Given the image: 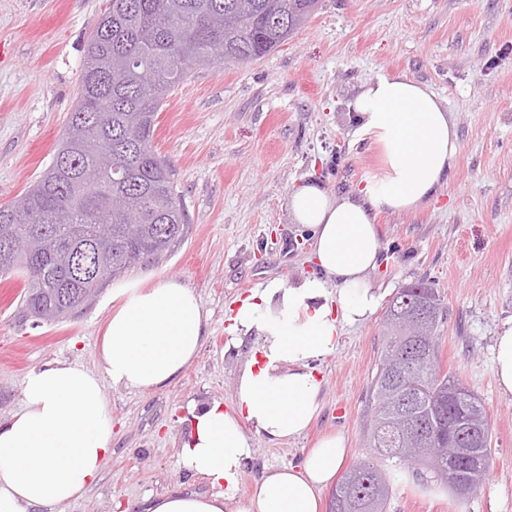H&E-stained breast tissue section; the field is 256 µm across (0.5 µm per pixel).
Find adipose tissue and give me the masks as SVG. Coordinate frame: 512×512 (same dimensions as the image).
I'll return each instance as SVG.
<instances>
[{"label":"adipose tissue","instance_id":"adipose-tissue-1","mask_svg":"<svg viewBox=\"0 0 512 512\" xmlns=\"http://www.w3.org/2000/svg\"><path fill=\"white\" fill-rule=\"evenodd\" d=\"M355 141L372 142L380 169L356 193L336 197L307 182L288 208L314 242L318 271L298 283L269 281L227 316L233 333L256 346L237 376L230 406L187 404L180 464L206 480L208 495L171 491L144 498L139 512H323L321 491L347 453L341 434L321 438L296 465L262 474L243 488L253 439L279 444L303 436L320 411L315 370L344 326L367 321L381 296L368 273L380 261L376 217L413 212L448 183L459 149L456 125L428 86L402 74L365 83L349 104ZM96 369L50 361L24 377L20 410L0 421V512H50L82 498L112 449L103 394L113 386L155 391L176 382L203 346L209 316L193 288L162 279L112 287Z\"/></svg>","mask_w":512,"mask_h":512}]
</instances>
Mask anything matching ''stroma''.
Listing matches in <instances>:
<instances>
[{"label":"stroma","instance_id":"obj_1","mask_svg":"<svg viewBox=\"0 0 512 512\" xmlns=\"http://www.w3.org/2000/svg\"><path fill=\"white\" fill-rule=\"evenodd\" d=\"M109 0H0V205L49 167L76 102L87 41ZM428 85L456 124L460 150L447 186L414 213L377 219L382 262L369 280L391 301L431 282L448 309L438 367L485 406L488 476L456 496L386 462V512H512V397L493 372L496 336L512 326V0H320L305 25L261 60L193 71L157 119L155 152L169 161L187 215L183 237L123 272L150 286L175 278L194 288L210 319L194 361L167 389L105 384L112 454L100 479L61 512H123L143 497L209 486L179 465L188 400L230 403L251 341L232 343L227 313L276 279L315 272L313 240L287 201L317 181L342 197L378 171L375 148L354 142L349 103L382 74ZM23 283L0 278V419L21 406L32 368L60 360L95 368L110 286L54 323L23 317ZM382 312L345 327L321 360V411L308 433L278 446L254 440L242 477L298 464L325 434L342 432L348 461L367 454L369 385L381 348Z\"/></svg>","mask_w":512,"mask_h":512}]
</instances>
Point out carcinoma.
Listing matches in <instances>:
<instances>
[{
	"instance_id": "obj_1",
	"label": "carcinoma",
	"mask_w": 512,
	"mask_h": 512,
	"mask_svg": "<svg viewBox=\"0 0 512 512\" xmlns=\"http://www.w3.org/2000/svg\"><path fill=\"white\" fill-rule=\"evenodd\" d=\"M317 0H110L109 11L89 37L76 104L57 149L69 155L65 168H47L13 203L0 206V245L20 243L0 276L24 279L26 316L63 319L78 310L106 280L145 258L166 251L184 233L187 217L169 163L156 154L152 138L158 114L171 91L194 68L259 60L283 45L314 11ZM94 168L99 180L84 183L78 171ZM432 306L447 318L440 295L428 285L398 289L384 316L383 342L370 383L372 412L368 447L373 454L346 472L335 488L339 501L365 503L393 491L380 455L415 464L448 482L437 467L430 412L403 409V434L411 454L383 449L378 426L396 413L395 393H414L453 420H480L482 432L456 442L469 449L463 481L477 490L485 481L491 431L482 400L437 359L427 362L406 340L404 319L416 306ZM462 389L457 400L443 395L446 384Z\"/></svg>"
}]
</instances>
